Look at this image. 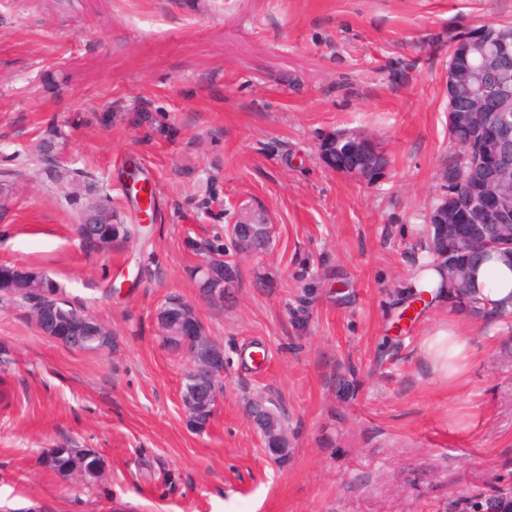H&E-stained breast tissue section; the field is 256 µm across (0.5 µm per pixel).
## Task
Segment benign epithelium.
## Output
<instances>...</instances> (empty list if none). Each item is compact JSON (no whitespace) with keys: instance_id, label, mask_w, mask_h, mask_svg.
I'll use <instances>...</instances> for the list:
<instances>
[{"instance_id":"1","label":"benign epithelium","mask_w":512,"mask_h":512,"mask_svg":"<svg viewBox=\"0 0 512 512\" xmlns=\"http://www.w3.org/2000/svg\"><path fill=\"white\" fill-rule=\"evenodd\" d=\"M475 41L493 44V61L482 67L478 80L469 85L470 100L468 110L500 113L498 123L487 140L481 141L479 152L468 151L461 155L459 166L451 171L443 170L442 180L446 185L439 196L441 203L433 206L428 213V223L446 224L448 217L459 202V190L468 176L490 159L495 176L502 177L512 172V76L509 75L508 62L512 59L509 45L512 44V29L500 28L491 33L470 28L451 41L449 53L466 54ZM464 84L462 73L454 61H448V112L456 111V92ZM322 154L331 168L362 183L376 182L385 173L387 162L379 153V146L372 139L338 131L321 146ZM110 209L107 197L96 195L85 203L80 211L78 237L83 245L97 241L102 235V217ZM275 225L269 214L256 206L244 204L237 208L234 219L227 225L226 238L230 240L233 252L248 247L251 255L268 252L274 242ZM229 252L212 253L201 256V262L195 270L198 296L201 300L213 304L224 303L235 285L232 276L225 275V266ZM31 280L41 287H50L55 280L48 274L23 266L8 267L0 264V280ZM48 301L40 304L32 315L42 334L68 346L72 336L76 335L74 324L65 315L64 299L60 292L47 294ZM159 333L162 336L177 338L183 333V326L190 327L192 334L203 339L205 334L200 325L196 308L190 302L182 306L181 317L171 320L161 315L157 317ZM209 351L205 355H191V374L195 377H207L214 382L224 378V348L207 340ZM246 413L262 441L279 434L277 416L266 405L263 398L250 401Z\"/></svg>"}]
</instances>
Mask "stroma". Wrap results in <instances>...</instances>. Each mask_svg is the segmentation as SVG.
<instances>
[{
    "label": "stroma",
    "mask_w": 512,
    "mask_h": 512,
    "mask_svg": "<svg viewBox=\"0 0 512 512\" xmlns=\"http://www.w3.org/2000/svg\"><path fill=\"white\" fill-rule=\"evenodd\" d=\"M508 22L512 0H0V264L47 272L112 329L111 349H73L0 303V512H462L512 490V336L466 318L475 353L451 384L420 350L451 309L398 319L455 149L448 35ZM341 130L382 141L376 183L324 161ZM135 165L150 232L86 253L88 188L138 223ZM239 202L267 210L275 246L234 256L232 302L199 301L185 241ZM171 293L224 348L201 434L189 362L159 342ZM260 393L288 421L286 461L245 416ZM55 447L96 449L105 482L45 469Z\"/></svg>",
    "instance_id": "1"
}]
</instances>
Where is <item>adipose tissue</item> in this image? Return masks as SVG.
Returning a JSON list of instances; mask_svg holds the SVG:
<instances>
[{"mask_svg":"<svg viewBox=\"0 0 512 512\" xmlns=\"http://www.w3.org/2000/svg\"><path fill=\"white\" fill-rule=\"evenodd\" d=\"M474 295L486 312L484 325L499 329V313L512 312V265L497 255L482 262L475 276ZM420 346L433 371L453 382L463 379L472 348L456 327L423 337Z\"/></svg>","mask_w":512,"mask_h":512,"instance_id":"1","label":"adipose tissue"}]
</instances>
